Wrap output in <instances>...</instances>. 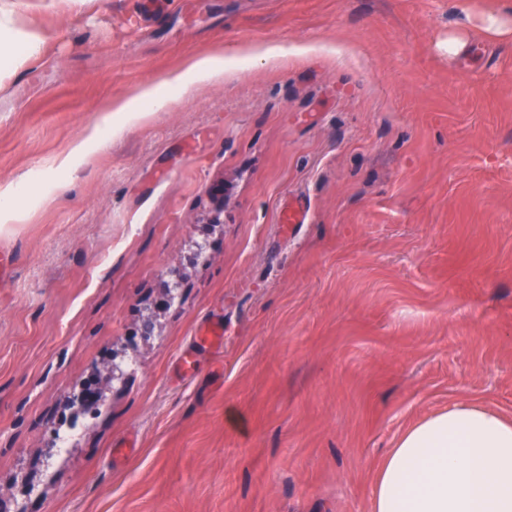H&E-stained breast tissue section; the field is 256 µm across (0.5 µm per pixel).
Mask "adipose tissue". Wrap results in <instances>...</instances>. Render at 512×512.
<instances>
[{
    "instance_id": "obj_1",
    "label": "adipose tissue",
    "mask_w": 512,
    "mask_h": 512,
    "mask_svg": "<svg viewBox=\"0 0 512 512\" xmlns=\"http://www.w3.org/2000/svg\"><path fill=\"white\" fill-rule=\"evenodd\" d=\"M0 7V75L37 54ZM371 512H512V420L460 399L407 428L380 466Z\"/></svg>"
}]
</instances>
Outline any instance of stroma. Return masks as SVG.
Listing matches in <instances>:
<instances>
[{"instance_id": "stroma-1", "label": "stroma", "mask_w": 512, "mask_h": 512, "mask_svg": "<svg viewBox=\"0 0 512 512\" xmlns=\"http://www.w3.org/2000/svg\"><path fill=\"white\" fill-rule=\"evenodd\" d=\"M14 3L42 46L0 81L9 512H370L411 424L512 418V37L483 31L512 0ZM224 69V58L205 57L198 60L186 74L172 78L167 84L173 88H180L189 79H201L216 71Z\"/></svg>"}]
</instances>
